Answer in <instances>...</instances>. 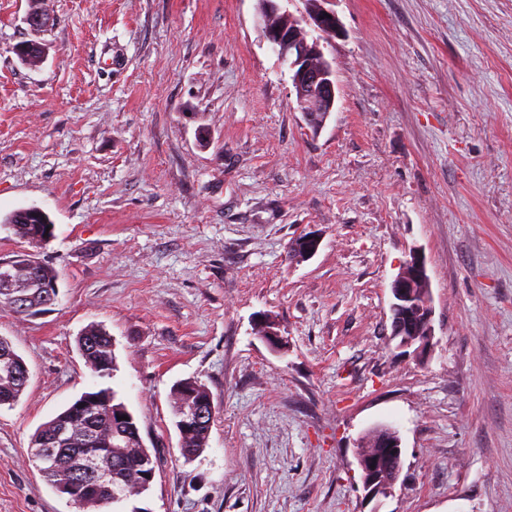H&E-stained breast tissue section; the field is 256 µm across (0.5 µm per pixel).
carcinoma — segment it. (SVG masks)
I'll return each mask as SVG.
<instances>
[{"instance_id":"1","label":"carcinoma","mask_w":512,"mask_h":512,"mask_svg":"<svg viewBox=\"0 0 512 512\" xmlns=\"http://www.w3.org/2000/svg\"><path fill=\"white\" fill-rule=\"evenodd\" d=\"M14 235L30 243L45 239L46 228L52 226L49 215L31 207L13 212L6 220ZM10 286L0 287V307L33 316L52 305L58 290L59 273L51 265L28 255H18L6 270ZM78 351L86 365L95 373L106 376L115 370V355L111 336L100 326H87L77 340ZM28 383V370L11 344L0 337V406L14 404ZM194 396L186 395L187 381L178 382L171 393L173 416L182 407L200 405L198 425L188 431H179L181 453L186 459L201 454L208 447L213 403L209 390L193 381ZM128 416L122 424L115 416ZM383 435L367 433L358 451L375 455L380 451ZM32 447L44 448L50 455L39 459L42 476L59 492L68 495L82 508H114V512H143L133 504L148 486L141 482L140 472L152 465L148 448L127 406L109 388L83 393L54 418L42 425L32 438ZM96 453L102 458L107 472L104 481L92 485L83 470L86 454Z\"/></svg>"}]
</instances>
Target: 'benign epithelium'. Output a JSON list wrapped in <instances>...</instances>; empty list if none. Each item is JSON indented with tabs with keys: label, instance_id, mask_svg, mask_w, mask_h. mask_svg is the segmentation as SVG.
I'll list each match as a JSON object with an SVG mask.
<instances>
[{
	"label": "benign epithelium",
	"instance_id": "benign-epithelium-1",
	"mask_svg": "<svg viewBox=\"0 0 512 512\" xmlns=\"http://www.w3.org/2000/svg\"><path fill=\"white\" fill-rule=\"evenodd\" d=\"M259 20L264 23L265 38L279 60L288 65L290 80L296 95L298 109L307 124H314L316 113L323 112L330 117L336 102L335 73L331 66L318 65L316 59L324 56L322 43L328 42L342 33V25L336 14L325 8L328 0L321 3L305 17L307 28L317 36L304 37L299 29L275 27L270 19L280 13L279 0H259ZM316 125V124H314ZM325 122L316 125L322 131ZM321 244L320 237L304 234L298 237L297 249L302 262L313 257ZM429 281L426 264L421 251L414 248L409 259L391 283V332L390 340L397 341L396 348L406 349L417 346L416 353L422 354L432 345L434 337L432 299L424 305L407 310L408 302L413 298L411 288L414 284ZM358 464L364 473L363 482L368 498L380 496V492L390 493L397 482L401 466H389L381 457L358 458Z\"/></svg>",
	"mask_w": 512,
	"mask_h": 512
}]
</instances>
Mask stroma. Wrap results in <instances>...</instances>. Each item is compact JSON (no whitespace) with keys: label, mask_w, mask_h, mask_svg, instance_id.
Instances as JSON below:
<instances>
[{"label":"stroma","mask_w":512,"mask_h":512,"mask_svg":"<svg viewBox=\"0 0 512 512\" xmlns=\"http://www.w3.org/2000/svg\"><path fill=\"white\" fill-rule=\"evenodd\" d=\"M0 0V258L59 273L48 310L0 308L28 385L0 406V512H80L31 438L116 390L155 462L144 512H512V0H331L336 106L297 109L258 0ZM43 44L37 68L15 53ZM36 206L32 244L5 219ZM302 234L320 236L304 262ZM423 253L435 336L390 342V285ZM272 316L287 343L254 332ZM112 336L101 377L76 338ZM205 384L209 445L170 393ZM397 429L369 499L355 449ZM298 239V246L297 249L300 250L302 257H299V254L297 253L294 244L295 240L292 242L290 250H289V258L291 260L302 262L304 260H308L311 257H313L321 244L320 237L313 235V234H304L299 237ZM299 257V258H298ZM194 392L193 400H189L186 395L187 381L183 380L178 382L171 393V409L173 416L175 417V426L179 432L181 438V453L186 459H191L201 454L205 448L208 447L209 434L211 428V422L213 421V403L212 397L209 390L205 385L198 381H193ZM190 404H201L200 413L201 417L198 425L188 431H183L178 423L177 418L179 411L183 406L189 407ZM203 414V416H202ZM383 429L391 433L395 432V438L386 442L388 448L385 451V456L388 458L398 457L399 465L392 467L387 465L380 456L361 458L356 453L358 464L364 473V486L368 491V498L370 499L380 496L382 491H385L386 495L389 494L397 482L401 471L402 448L398 431L392 427ZM371 465H374V468H371Z\"/></svg>","instance_id":"stroma-1"}]
</instances>
